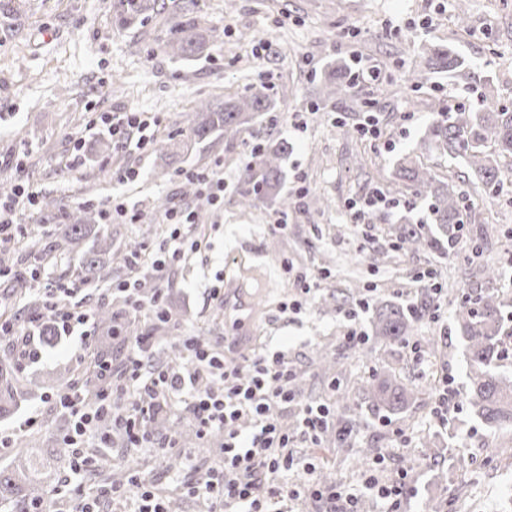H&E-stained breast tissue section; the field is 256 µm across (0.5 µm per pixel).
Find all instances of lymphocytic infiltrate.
I'll use <instances>...</instances> for the list:
<instances>
[{
  "instance_id": "f902f5d3",
  "label": "lymphocytic infiltrate",
  "mask_w": 512,
  "mask_h": 512,
  "mask_svg": "<svg viewBox=\"0 0 512 512\" xmlns=\"http://www.w3.org/2000/svg\"><path fill=\"white\" fill-rule=\"evenodd\" d=\"M91 124L106 130L122 151L143 150L152 141L148 120L136 112H103ZM37 198L36 192L20 184L11 197L0 199V245L24 237L26 229L17 224L16 213L20 204L36 205ZM164 221L170 226L168 236L129 257L130 275L115 286L116 292L124 294L130 314L145 312L159 320L170 317L166 291L158 284L152 292H145L141 270L149 269L159 281L186 251H198L205 244L195 233L193 211L172 206ZM77 293L74 286L61 292L47 288L44 310L56 317L60 335L77 333L86 341L92 315L76 302ZM62 294L74 300L64 310L57 301ZM147 343L142 336L127 337L120 381H113L109 364L98 365L96 375L104 383L101 404L86 402L80 381L48 395V403L69 418L63 442L71 450L73 473H82L91 465L84 452L86 441L99 448L111 447L110 432L98 426L101 419L110 418L113 429L123 432L129 447L151 448L160 442L150 428L151 421L159 414L178 411L193 419L199 438L219 436L224 440L222 463L198 473L186 487L188 495L203 501L205 512H288L293 504L310 505L316 512H360L359 504L367 496L380 502L385 512H399L402 501L411 494L407 470L385 476L384 455L368 462L361 486L354 488L324 483L317 460L297 454L299 444L321 443L334 418L327 405L317 404L306 406L292 425L281 422V414L298 400L294 369L284 351L254 352L229 360L200 338L184 336L178 343L184 365L177 368L153 360ZM160 443L171 448L175 440L168 437ZM105 499L134 500L135 512H169L154 479L139 475L127 483L102 488L95 496L74 495L69 500L71 512H100Z\"/></svg>"
}]
</instances>
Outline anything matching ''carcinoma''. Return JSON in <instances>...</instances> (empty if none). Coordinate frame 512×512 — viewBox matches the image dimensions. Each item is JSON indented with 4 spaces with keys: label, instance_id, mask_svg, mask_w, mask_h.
Listing matches in <instances>:
<instances>
[{
    "label": "carcinoma",
    "instance_id": "carcinoma-1",
    "mask_svg": "<svg viewBox=\"0 0 512 512\" xmlns=\"http://www.w3.org/2000/svg\"><path fill=\"white\" fill-rule=\"evenodd\" d=\"M156 0H116L113 5L115 21L120 26L145 24L151 18ZM194 0H187L181 12L169 20L170 37L165 42L167 53L179 57L200 49L192 17ZM463 61L449 48L430 46L422 48L419 62L411 73L410 81L422 85L434 72H459ZM347 85L329 75L322 83L325 99L339 98ZM276 100L264 92L261 86H253L246 93L222 104L201 102L193 113L186 116L183 131L203 140L215 132L234 138L241 129L259 115L271 112ZM428 137L438 149L452 158L466 160L469 168L480 179L485 194L495 196L502 183L501 161L512 159V107L490 103L473 111L460 105L450 112L439 111L432 120ZM288 154V143L279 142L259 149V156L249 167L242 170L240 180V204L251 208L260 198H274L279 193L281 160ZM396 180L415 188L429 200L430 219L439 225L441 236H424L414 227H404L400 242L412 248L442 251L453 247L463 230L464 216L470 206L456 189L453 180L438 178L417 159L408 155L394 164ZM44 210L62 220L57 225L54 250L77 252L89 234L98 237L101 251L110 248L109 236L98 226V215L89 208L68 212L53 198L44 200ZM448 241H443V237ZM75 280L82 286L93 287L112 275L109 262L94 250L83 252L79 266L73 271ZM434 299L428 288L421 290L416 301L403 306L381 301L376 306L374 335L388 343H403L411 335L414 326L429 317ZM504 303L498 296L487 292L467 296L456 309V330L467 341L472 374L469 383V402L474 414L491 430L512 427V380L492 371L493 365L502 359L504 347ZM112 344L103 339L94 346L93 360L85 369L87 378L86 398L97 399L101 382L94 375L95 366L102 361L104 351ZM18 362L9 355L0 357V406L16 402L26 395V386L18 376ZM370 393L373 406L379 410L395 412L403 409L413 398V390L386 374L374 380ZM51 479V471L31 457H21L9 468H0V512H34L41 504V490Z\"/></svg>",
    "mask_w": 512,
    "mask_h": 512
}]
</instances>
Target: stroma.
<instances>
[{
    "label": "stroma",
    "mask_w": 512,
    "mask_h": 512,
    "mask_svg": "<svg viewBox=\"0 0 512 512\" xmlns=\"http://www.w3.org/2000/svg\"><path fill=\"white\" fill-rule=\"evenodd\" d=\"M113 0H0V186L29 184L43 196L61 200L65 209L123 205L138 215L136 223L113 216L106 230L112 239L111 280L82 288L86 307L97 311L117 303L115 282L128 270L120 258L128 243L153 244L146 229L162 224L158 200L198 211L197 233L210 246L186 252L170 267L162 285L172 319L169 343L160 358L174 366L180 336L191 334L222 349L226 358L270 345L285 350L297 372V407L284 415L293 423L302 406L328 403L357 412L348 445L335 433L313 448L334 481L357 486L368 460L388 453L387 469L396 472L413 458L429 460L412 474L414 495L406 512H512V458L489 454L486 443L512 448V429L489 431L473 414L466 392L470 363L466 344L454 329V309L466 295L495 292L512 312V282L485 279L484 265L512 266V171H503L499 196L484 197L480 183L464 161L441 153L428 140L434 109L478 104L483 96L512 105V0H198L195 17L206 39L203 50L183 58L164 52L169 19L183 0H156L157 13L145 26L123 28L112 21ZM465 26H458V14ZM270 46L254 55L259 40ZM452 48L465 62L467 76L432 74L423 87L409 75L424 45ZM374 60L382 71L379 84L350 87L347 95L323 100L320 77L330 69L346 70L351 58ZM262 84L274 97V113L262 115L236 139L216 134L198 143L181 132L184 115L201 99L224 101ZM100 112H142L158 117L153 145L137 152L104 153L103 134L86 132ZM379 117L382 135L370 141L358 132L366 113ZM82 136L80 147L70 139ZM284 141L283 182L276 201L238 204L239 172L255 144ZM78 149L83 163L73 168L66 157ZM411 153L439 177H453L472 206L477 223L494 231L483 255L469 258L460 239L451 255L400 248L403 225L433 232L427 205L414 189L395 184L397 158ZM223 163L224 201L188 196L187 171ZM136 173L126 182V170ZM307 194H299V187ZM377 191L397 200V207L366 211L351 223L350 204ZM324 199L315 208L312 197ZM287 218L284 232L269 226ZM30 248L22 254L0 250V308L18 313V284H30L31 268L42 265L44 281L70 283L77 265L72 254L44 265L40 252L55 239L56 221L41 208L22 210ZM436 272L439 317L415 326L413 341L439 339L440 354L413 360L404 344L387 345L373 336V306L378 300L412 302L424 286L427 269ZM315 275L319 288L313 303L300 312H282L297 294L299 280ZM222 285L223 305L208 290ZM357 328L373 347L359 357L343 344L348 328ZM233 337L225 347V337ZM40 358L25 362L20 375L29 393L8 417L0 433L12 436L0 454L8 464L22 441L53 447L67 425L46 403L48 394L80 378L86 348L78 337L57 336L40 343ZM391 371L416 393L398 414L372 408L369 388L376 374ZM453 381L455 403L446 419L436 413V388L442 377ZM42 425L20 430L33 413ZM179 429L181 444L167 449L171 470L154 467L156 449L136 453L137 472L153 477L171 496V512H201L199 502L182 489L185 451L201 469L219 463L223 440L198 438L192 421L173 413L155 430L166 436ZM410 435L407 446L393 442L394 430Z\"/></svg>",
    "instance_id": "1"
}]
</instances>
